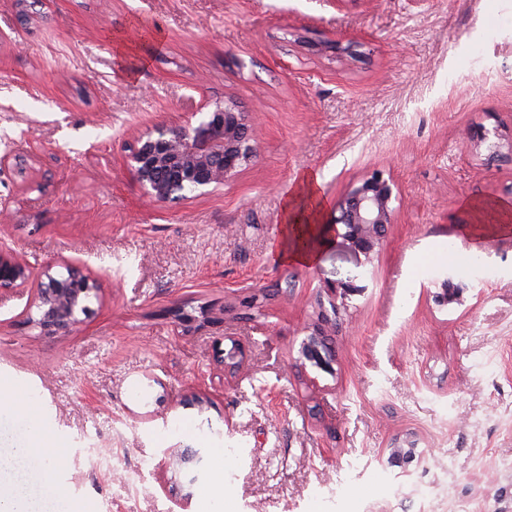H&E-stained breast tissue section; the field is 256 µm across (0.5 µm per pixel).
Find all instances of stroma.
I'll return each instance as SVG.
<instances>
[{
  "mask_svg": "<svg viewBox=\"0 0 512 512\" xmlns=\"http://www.w3.org/2000/svg\"><path fill=\"white\" fill-rule=\"evenodd\" d=\"M207 102L249 113L254 160L150 202L131 148ZM481 126L512 136V0H0V246L101 286L69 335L0 296V386L66 453L45 512H214L219 469L232 512H512V161L471 144ZM376 169L394 222L368 260L328 226ZM305 173L310 264L288 258ZM327 279L358 287L333 370H291ZM175 305L224 324L183 332ZM235 342L231 377L215 350ZM180 445L184 511L158 468Z\"/></svg>",
  "mask_w": 512,
  "mask_h": 512,
  "instance_id": "obj_1",
  "label": "stroma"
}]
</instances>
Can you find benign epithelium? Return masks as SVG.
<instances>
[{
  "label": "benign epithelium",
  "instance_id": "1",
  "mask_svg": "<svg viewBox=\"0 0 512 512\" xmlns=\"http://www.w3.org/2000/svg\"><path fill=\"white\" fill-rule=\"evenodd\" d=\"M255 132L248 113L235 105H215L200 113L194 125H158L140 139L128 156V166L136 176L146 197L154 203L179 204L191 195H204L235 177L255 157ZM390 181L383 173L374 172L352 188L336 204L333 218L335 235L349 248L367 257L382 245L389 224L393 223ZM31 292V308L27 317L44 333H71L81 324L79 315L88 314V301L98 297V278L65 260L48 263L39 274L21 262L10 250L0 247V291ZM357 291L353 281H327L317 300L314 320L300 350L298 367L306 363L328 370L335 361L331 336L339 326L341 309L348 297ZM175 320L186 331L218 327L224 318L204 308L201 315L171 310ZM243 350L236 344L231 352L219 350L218 362L235 371L242 366ZM196 462L190 448H172L161 460L160 467L179 473Z\"/></svg>",
  "mask_w": 512,
  "mask_h": 512
}]
</instances>
